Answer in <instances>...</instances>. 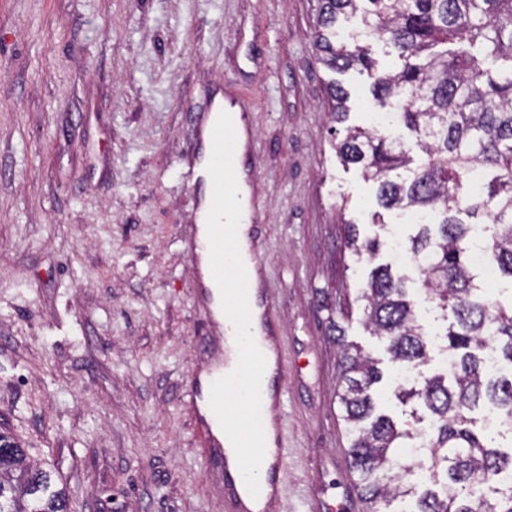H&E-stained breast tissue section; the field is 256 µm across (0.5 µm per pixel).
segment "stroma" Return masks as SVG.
Here are the masks:
<instances>
[{
  "instance_id": "obj_1",
  "label": "stroma",
  "mask_w": 512,
  "mask_h": 512,
  "mask_svg": "<svg viewBox=\"0 0 512 512\" xmlns=\"http://www.w3.org/2000/svg\"><path fill=\"white\" fill-rule=\"evenodd\" d=\"M316 16L317 0H0V433L69 512H224L187 404L218 331L196 304L182 178L224 92L250 115L252 231L286 332L289 512H364L331 327L379 359V406L400 419L359 290L388 264L433 309L388 247L345 243L350 224L415 227L336 152L329 83L351 93L349 125L380 106L367 75L318 62Z\"/></svg>"
}]
</instances>
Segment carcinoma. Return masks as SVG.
<instances>
[{"instance_id": "1", "label": "carcinoma", "mask_w": 512, "mask_h": 512, "mask_svg": "<svg viewBox=\"0 0 512 512\" xmlns=\"http://www.w3.org/2000/svg\"><path fill=\"white\" fill-rule=\"evenodd\" d=\"M358 15L364 28L397 51L392 70L373 75L371 92L391 106L411 130L426 161L412 176L392 173L410 163L404 143L376 130L358 129L336 144L348 164L362 167L377 183L378 204L415 208L439 217L421 224L405 243L421 265L424 291L454 322L444 333L449 371L424 378L418 386L397 387L395 396L414 405L412 421L402 424L378 410L375 385L383 379L377 361L344 342L338 389L349 441L355 488L367 512H392V503L412 490L403 475L420 466L428 482L412 512H512V487L477 496L473 487L512 471V448L488 446L490 434L475 429L472 413L485 402L512 428V375L492 377L484 357L493 351L512 365V312L491 311L479 274L468 259L473 223H491L484 243L499 277L512 281V0H318L315 44L318 61L333 72L357 68L371 74L375 60L358 43L338 35V23ZM334 121L349 113V93L328 86ZM482 169L486 184L478 196L461 193L467 172ZM347 244L357 254L376 253L378 237L358 239L348 225ZM365 301V326L384 338L393 366L425 363L427 334L405 278L390 267L372 271ZM429 420L432 435L419 461L405 463L407 448ZM0 512H68L65 494L52 489L49 473L27 461L24 448L0 435Z\"/></svg>"}]
</instances>
